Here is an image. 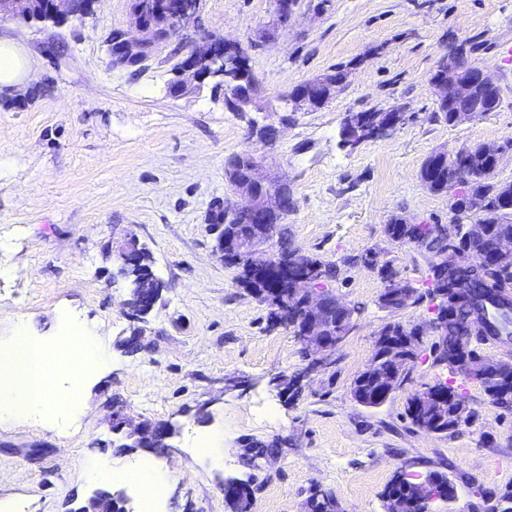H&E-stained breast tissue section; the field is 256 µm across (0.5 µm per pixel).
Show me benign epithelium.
Wrapping results in <instances>:
<instances>
[{
	"label": "benign epithelium",
	"mask_w": 512,
	"mask_h": 512,
	"mask_svg": "<svg viewBox=\"0 0 512 512\" xmlns=\"http://www.w3.org/2000/svg\"><path fill=\"white\" fill-rule=\"evenodd\" d=\"M201 0H133V10L137 26L142 33L139 39H131L126 33L115 31L112 44L118 51L129 57L147 59L161 43L169 41L174 35L185 30L200 13ZM296 7V0H275V24L286 25L291 20ZM94 12L77 8V0H0L1 16H21L36 22L61 24L72 19L81 20ZM195 35L203 46L193 48L181 57L176 68V78L171 83L175 92L183 90L190 81L201 82L212 78L224 87L225 102L235 112H245L255 106V93L232 90L225 82L226 72L235 76V81L246 85L253 82V73L245 49L238 42L212 33L197 30ZM467 52V43L461 41L450 47L440 58L437 71L431 78L438 98L461 104L454 113V123L459 124L474 120L485 114V109L470 104L476 89L488 81L486 71L462 66L463 56ZM340 82L323 73L298 85L287 99V106L295 111H311L324 97H333ZM405 118L404 113L394 110L384 111L380 115L367 113L359 122H345L349 130L347 138L358 142L364 138H376L390 129L396 128ZM247 161L248 179L245 182L226 178L233 195L238 198L234 203H226L211 211L210 223L216 231L215 251L221 259L235 256L242 264L247 280L262 285L252 290L255 297L265 304L278 322L288 321V310L282 307L277 298V290L267 287L270 280L291 282L292 292L298 307L303 309L305 322L300 329L299 339L308 360L307 371H317L324 367L336 351L346 341V336L327 330L329 318L336 312L348 309V305L336 296L320 288L321 275L310 258L292 247L283 250L281 246L271 252V261H260L253 251L252 242L262 238L270 242L277 238L275 225L264 223L270 212L291 211L294 207L293 195L288 189V181L272 173L263 159L249 151L243 152ZM458 155L450 156L437 151L432 154L431 166L448 164L456 169L454 187L467 188L470 180L468 168L456 163ZM483 210V201L473 198L468 207L457 215L458 222L464 225L468 242L478 245L485 237V225L481 224L479 215ZM246 213L257 219V224L242 228L234 236L224 235V214ZM108 252L115 253L119 264L118 270H126L137 262L143 251L138 241L129 236L118 248L107 247ZM453 261L488 268H512V237L499 239L490 253L481 257L473 251L454 253ZM163 284L160 280L146 282L137 289V304L127 301L124 308L128 318L141 323L156 307L161 297ZM390 297L394 299L395 308L402 310L415 297L414 288L407 280L392 275L388 282ZM450 313L440 311L434 314L428 328L412 330L407 323L390 325L375 336V353L385 354L387 362L384 367L376 368L368 363L359 376L370 378L378 386L373 395L361 393L356 401L366 407L376 408L385 404L400 389L401 379L416 362L424 345V338L431 333L436 337L435 363L446 365L448 362L462 361L470 375L482 381L487 393L493 397L512 394V361L488 359L478 361L469 353L470 336L455 337L453 347H448V319ZM413 406H432L436 415L421 430L437 434V425L450 420L461 425L469 419V407L461 396L448 399L447 389L439 382L425 385L414 394ZM112 430L124 432L122 448H168L174 431L165 421L148 419L136 420L121 411L112 416ZM404 493L388 500V512H432L433 504L438 501L434 487L427 479L417 476L414 481L402 478ZM254 489L248 483H225L224 498L235 502L241 498L252 501ZM114 502L93 492L86 500L82 512H113Z\"/></svg>",
	"instance_id": "7a95c632"
}]
</instances>
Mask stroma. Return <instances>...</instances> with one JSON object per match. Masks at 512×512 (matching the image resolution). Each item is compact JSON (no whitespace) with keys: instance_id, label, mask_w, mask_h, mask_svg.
<instances>
[{"instance_id":"stroma-1","label":"stroma","mask_w":512,"mask_h":512,"mask_svg":"<svg viewBox=\"0 0 512 512\" xmlns=\"http://www.w3.org/2000/svg\"><path fill=\"white\" fill-rule=\"evenodd\" d=\"M274 0H202L197 24L230 41L272 30L248 48L259 97L283 107L290 91L340 67L336 95L294 112L274 146L249 139L248 118L229 111L213 81L170 89L185 51L161 44L139 68H112L106 39L134 32L132 0H98L84 22L0 20V37L36 60L25 92H0V349L18 331L62 340L66 329L95 330L109 366L57 389L77 394V409L49 405L23 420L0 421V512H67L95 490L86 469L110 463L113 492L142 512L124 473L152 460L170 480L159 512H231L224 482H253L251 512H308L312 489L332 492L344 512H385L383 494L398 475L440 471L456 485L452 505L434 512H492L512 491V409L478 382L436 366L433 336L405 382L383 406L368 408L350 385L391 321L427 325L423 290L430 253L390 241L401 216L446 224L447 195L421 182L423 161L439 149L495 145L512 137V0H298L288 26L274 28ZM475 43L470 63L491 72L496 111L448 125L430 78L456 38ZM398 109L402 125L357 145L345 143L347 114ZM273 154L292 185L289 241L336 265L327 287L356 308L354 327L322 372L295 394L270 384L305 366L292 329L271 326L268 310L244 288L236 267L213 252V205L229 192L226 160L245 150ZM135 235L153 256L162 301L143 324V348L122 342L134 324L128 290L112 276L102 246ZM392 261L421 296L409 307L379 308L384 288L366 251ZM452 378L472 412L454 432L430 434L405 415L425 384ZM169 422L165 451L112 445L113 409ZM274 444L278 454L254 469L244 444Z\"/></svg>"}]
</instances>
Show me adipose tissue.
<instances>
[{"label":"adipose tissue","mask_w":512,"mask_h":512,"mask_svg":"<svg viewBox=\"0 0 512 512\" xmlns=\"http://www.w3.org/2000/svg\"><path fill=\"white\" fill-rule=\"evenodd\" d=\"M36 68L13 40L0 38V89L23 90ZM109 360L98 338L83 334L75 341L52 346L19 333L9 353L0 355V418H24L44 410L57 397L61 370L103 369Z\"/></svg>","instance_id":"adipose-tissue-1"}]
</instances>
